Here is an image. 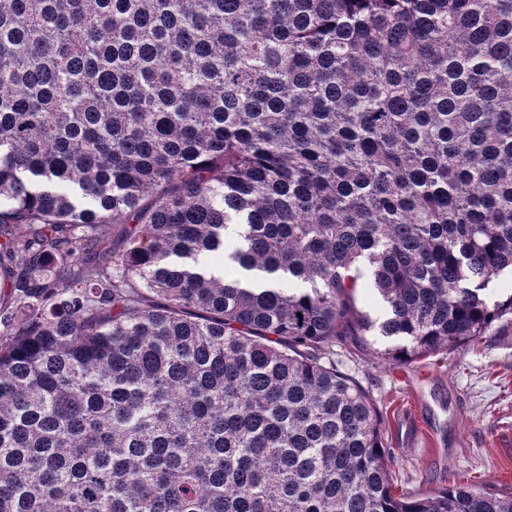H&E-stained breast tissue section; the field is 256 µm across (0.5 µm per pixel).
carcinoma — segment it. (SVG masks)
Segmentation results:
<instances>
[{
    "label": "carcinoma",
    "mask_w": 512,
    "mask_h": 512,
    "mask_svg": "<svg viewBox=\"0 0 512 512\" xmlns=\"http://www.w3.org/2000/svg\"><path fill=\"white\" fill-rule=\"evenodd\" d=\"M509 271L512 0H0V512H512L394 493L334 351ZM356 305L360 312L369 315L372 319H378L384 314V304L372 288L369 275L365 273L360 288L356 293Z\"/></svg>",
    "instance_id": "obj_1"
}]
</instances>
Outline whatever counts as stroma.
<instances>
[{
  "instance_id": "obj_1",
  "label": "stroma",
  "mask_w": 512,
  "mask_h": 512,
  "mask_svg": "<svg viewBox=\"0 0 512 512\" xmlns=\"http://www.w3.org/2000/svg\"><path fill=\"white\" fill-rule=\"evenodd\" d=\"M382 341L336 348L369 392L390 450L389 479L419 496L453 484L512 491V313L474 345L407 365L381 360Z\"/></svg>"
}]
</instances>
